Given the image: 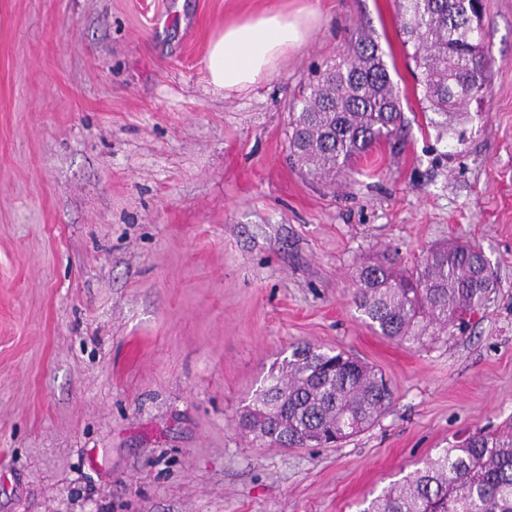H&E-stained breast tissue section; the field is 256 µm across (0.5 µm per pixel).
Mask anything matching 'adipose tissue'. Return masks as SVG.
Wrapping results in <instances>:
<instances>
[{"instance_id":"adipose-tissue-1","label":"adipose tissue","mask_w":512,"mask_h":512,"mask_svg":"<svg viewBox=\"0 0 512 512\" xmlns=\"http://www.w3.org/2000/svg\"><path fill=\"white\" fill-rule=\"evenodd\" d=\"M307 22L305 14L271 10L225 26L212 40L206 57L211 85L236 90L256 83L279 55L303 41Z\"/></svg>"}]
</instances>
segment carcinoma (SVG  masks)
<instances>
[{
	"label": "carcinoma",
	"mask_w": 512,
	"mask_h": 512,
	"mask_svg": "<svg viewBox=\"0 0 512 512\" xmlns=\"http://www.w3.org/2000/svg\"><path fill=\"white\" fill-rule=\"evenodd\" d=\"M479 0H398L403 45L420 70L426 126L438 139L463 141L468 106L485 98L491 59L481 27L469 24ZM384 53L369 31L308 85L292 113L290 157L328 177L404 123L403 104ZM480 248L451 242L429 248L411 268L368 263L357 270L354 303L380 335L420 344L448 334L459 317L485 304L489 275ZM262 412L242 426L278 448L312 437L343 441L369 428L392 404L374 368L343 350L299 344L271 367L256 393ZM364 512H512V432L475 433L445 448L373 499Z\"/></svg>",
	"instance_id": "1"
}]
</instances>
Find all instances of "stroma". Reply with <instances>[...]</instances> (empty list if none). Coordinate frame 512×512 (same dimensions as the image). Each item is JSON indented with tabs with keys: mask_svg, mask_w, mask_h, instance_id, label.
<instances>
[{
	"mask_svg": "<svg viewBox=\"0 0 512 512\" xmlns=\"http://www.w3.org/2000/svg\"><path fill=\"white\" fill-rule=\"evenodd\" d=\"M488 95L436 141L396 0H0V512H359L477 431H512V0H483ZM311 13L259 82L215 90L224 25ZM374 30L395 139L336 182L289 159L301 87ZM479 245L472 326L419 345L353 302L366 262ZM394 399L337 447L239 418L293 346Z\"/></svg>",
	"mask_w": 512,
	"mask_h": 512,
	"instance_id": "obj_1",
	"label": "stroma"
}]
</instances>
